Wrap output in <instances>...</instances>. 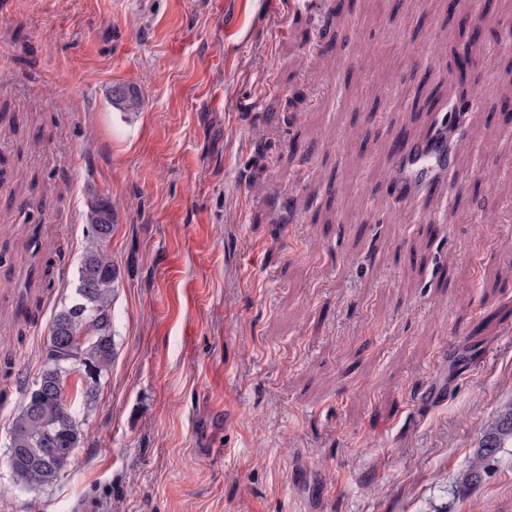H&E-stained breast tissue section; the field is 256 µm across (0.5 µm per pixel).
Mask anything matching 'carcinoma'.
Segmentation results:
<instances>
[{"label":"carcinoma","instance_id":"cac0c4a2","mask_svg":"<svg viewBox=\"0 0 512 512\" xmlns=\"http://www.w3.org/2000/svg\"><path fill=\"white\" fill-rule=\"evenodd\" d=\"M112 103L125 111L142 105L137 88L119 86ZM112 204L105 199L90 203L87 212V242L77 269L72 295L54 313L47 348L58 347V356L45 355L33 381L23 387L32 406L22 405L9 434V447L23 458L15 473L30 486L58 480L68 470L74 450L87 438L77 407L93 402L102 380L112 369V298L117 272L112 256L104 248L112 236ZM89 369L97 379L71 393L69 377ZM512 443V411L503 414L484 435L479 456L466 479L480 477V460Z\"/></svg>","mask_w":512,"mask_h":512}]
</instances>
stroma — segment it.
Returning a JSON list of instances; mask_svg holds the SVG:
<instances>
[{"label":"stroma","mask_w":512,"mask_h":512,"mask_svg":"<svg viewBox=\"0 0 512 512\" xmlns=\"http://www.w3.org/2000/svg\"><path fill=\"white\" fill-rule=\"evenodd\" d=\"M465 7L462 78L448 0H0V512H506L511 445L463 475L512 409V0ZM462 93L398 200L397 136ZM96 196L115 359L30 486L9 431ZM112 103L125 111H135L141 107L142 99L137 88L124 85L113 90Z\"/></svg>","instance_id":"stroma-1"}]
</instances>
